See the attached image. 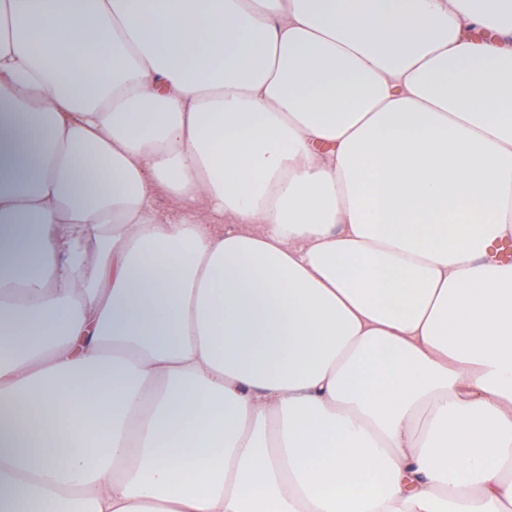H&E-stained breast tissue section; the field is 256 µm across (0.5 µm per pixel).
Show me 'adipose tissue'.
I'll return each mask as SVG.
<instances>
[{"label":"adipose tissue","mask_w":512,"mask_h":512,"mask_svg":"<svg viewBox=\"0 0 512 512\" xmlns=\"http://www.w3.org/2000/svg\"><path fill=\"white\" fill-rule=\"evenodd\" d=\"M510 239L512 0H0V512H512Z\"/></svg>","instance_id":"adipose-tissue-1"}]
</instances>
